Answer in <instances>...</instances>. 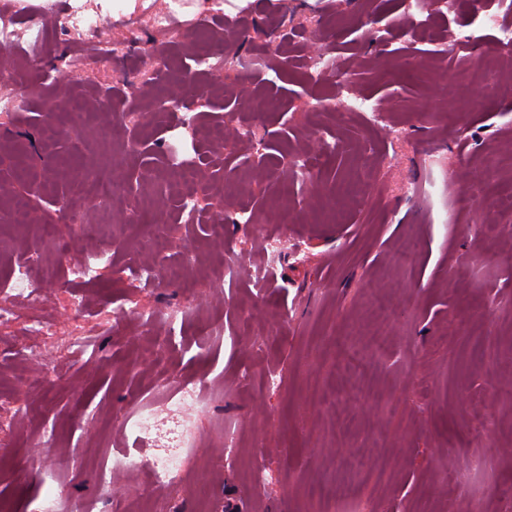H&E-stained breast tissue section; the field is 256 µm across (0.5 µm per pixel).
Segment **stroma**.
Segmentation results:
<instances>
[{"label":"stroma","instance_id":"stroma-1","mask_svg":"<svg viewBox=\"0 0 512 512\" xmlns=\"http://www.w3.org/2000/svg\"><path fill=\"white\" fill-rule=\"evenodd\" d=\"M85 2L112 24L78 42L107 38L123 58L87 67L66 57L70 36L53 29L34 63L0 72V93L20 101L0 111V282L26 261L33 278L82 302L69 314L57 299L19 298L17 322L0 327V416L16 424L0 448V500L31 512L51 478L65 490L63 512H100L105 494L109 512H142L152 492L170 512L189 500L196 512L229 503L239 512H512L503 494L512 486V216L497 208L512 192V52L495 31L484 30L472 54L446 55L420 30L443 36L468 20L437 0L413 15L402 0H223L236 27L220 51L241 62L238 90L224 95L207 88L225 73L195 63L210 0H183L169 45L129 29L112 0ZM320 17L316 33L336 73L314 80L293 34ZM366 22L392 26L386 43L365 38ZM438 53L441 65L430 64ZM285 55L291 64L278 69ZM485 55L491 83L476 66ZM340 80L380 104L379 116L344 111ZM156 83L162 95L191 97L195 122L159 118ZM263 99L273 108L255 111ZM107 123L118 124L117 141L96 137ZM217 129L234 170L194 191L199 208L225 218L220 235L179 216L183 171ZM142 142L156 153L139 155ZM19 151L31 158L29 175L5 160ZM293 151L308 178L291 175ZM79 162L120 179L136 169L137 199L153 209L167 247H151L150 225L123 222L122 209L103 212L91 181L74 177ZM485 166L499 184L478 180ZM33 184L41 198L32 224L9 227L12 203ZM61 201L102 227L65 258L38 228ZM269 238L281 242L273 262ZM401 240L414 248L404 267L393 254ZM223 260L237 263L238 278L213 275ZM73 265L89 276H71ZM192 265L199 276L158 288L142 276ZM374 287L393 302L384 326L371 317ZM138 305L161 315L142 321ZM32 316L58 322L55 343L69 364L48 385L24 332ZM374 332L390 337L388 350H373ZM350 348L363 369L348 366ZM160 352L176 380L199 388L203 405L190 416L207 443L173 486L155 487L137 467L101 490L95 474L138 445L131 429L103 431L99 419L161 407L152 366ZM272 373L280 387L268 386ZM333 388L343 392L334 407L325 402ZM353 451L367 461L354 472ZM475 458L483 470L471 468Z\"/></svg>","mask_w":512,"mask_h":512}]
</instances>
